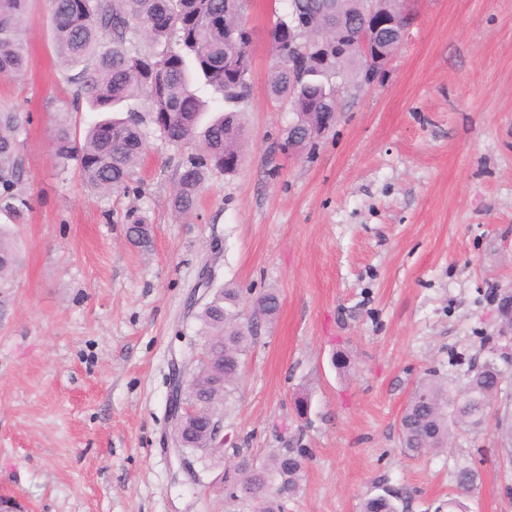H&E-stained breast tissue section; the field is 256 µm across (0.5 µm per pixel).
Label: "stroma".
<instances>
[{
	"label": "stroma",
	"mask_w": 512,
	"mask_h": 512,
	"mask_svg": "<svg viewBox=\"0 0 512 512\" xmlns=\"http://www.w3.org/2000/svg\"><path fill=\"white\" fill-rule=\"evenodd\" d=\"M405 8L388 64L368 82L345 73L330 126L288 154L294 115L268 92L286 0H248L242 162L212 172L182 215L168 206L180 152L151 124L132 191L100 197L77 169L58 176L51 135L74 88L48 2L32 0L28 73L0 78V106L31 116L30 209L18 224L0 215L20 256L0 280V512H233L224 470L237 449L261 461L287 446L307 458L286 512H360L385 487L403 512H435L463 467L478 475L468 512H512V458L494 434L512 413V0ZM132 207L153 227L149 250L125 239ZM224 286L281 305L258 323L224 449L209 455L177 448L168 399L173 371L198 366L197 314ZM490 359L507 389L485 426L404 455L416 379L434 371L454 389Z\"/></svg>",
	"instance_id": "stroma-1"
}]
</instances>
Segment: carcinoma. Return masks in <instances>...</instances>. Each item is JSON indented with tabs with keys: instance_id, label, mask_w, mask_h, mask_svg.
I'll list each match as a JSON object with an SVG mask.
<instances>
[{
	"instance_id": "cac0c4a2",
	"label": "carcinoma",
	"mask_w": 512,
	"mask_h": 512,
	"mask_svg": "<svg viewBox=\"0 0 512 512\" xmlns=\"http://www.w3.org/2000/svg\"><path fill=\"white\" fill-rule=\"evenodd\" d=\"M31 0H0V77L21 79L27 74L28 51L23 30ZM285 16L271 31L276 59L269 83L271 96L296 111L293 98L305 100L307 112L335 115L333 90L324 85L294 89L281 54L288 52V22L296 17L316 20L323 0H287ZM246 0H49L53 45L63 79L75 87L69 110L83 103L98 112H117L124 118H107L80 135L68 115L57 120L52 134V154L65 172L75 164L83 184L107 195L125 192L136 177L146 150L144 117L128 105L137 98L147 102L146 112L160 134L173 145L190 148L177 164L178 177L170 197L177 213L193 210L208 175L234 174L241 162L243 135L239 103L249 95L250 84L239 80L238 56L246 52L252 33L241 25ZM201 75L224 102V114L205 128L199 127L207 104L192 88ZM24 122L10 107L0 108V215L22 219L29 209L21 183ZM126 236L132 245L146 248L151 226L134 210L125 213ZM19 263L11 235L0 230V277ZM234 288L217 290L198 313L206 341L195 372L190 404L201 411L219 412L240 378L245 357L254 342L249 322ZM279 307L273 292L251 301L252 311L267 317ZM504 382L502 370L492 361L470 370L464 387L468 397L453 393L448 384L429 372L413 387L400 419L403 453L421 456L445 448L453 431L484 426L489 397ZM464 405L455 420L448 408ZM186 433L192 446L213 451L207 440L205 416L190 417ZM306 455L302 448H279L270 459L258 462L237 453L224 472L226 498L253 504L259 512H284L285 503L299 489ZM401 494L383 489L363 498L360 512H400Z\"/></svg>"
}]
</instances>
